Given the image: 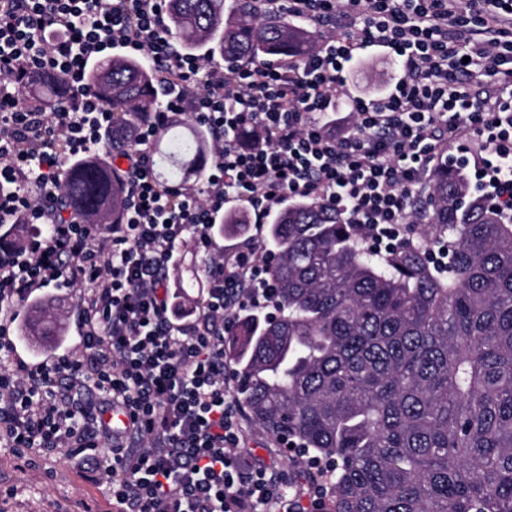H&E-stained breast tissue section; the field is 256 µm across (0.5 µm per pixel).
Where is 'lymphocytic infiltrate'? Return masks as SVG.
Here are the masks:
<instances>
[{
	"instance_id": "obj_1",
	"label": "lymphocytic infiltrate",
	"mask_w": 512,
	"mask_h": 512,
	"mask_svg": "<svg viewBox=\"0 0 512 512\" xmlns=\"http://www.w3.org/2000/svg\"><path fill=\"white\" fill-rule=\"evenodd\" d=\"M256 2L317 27L303 61L228 68L179 52L165 0H0V224L36 229L0 251V444L30 467L62 455L105 472L112 512H312L319 501V488L298 497L277 461L256 458L230 394L224 333L240 306L273 305L276 289L254 236L218 245L228 204L249 206L257 232L285 198L323 201L392 248L412 234L411 203L453 134L477 138L466 174L512 220V0ZM370 49L402 77L337 111V88ZM113 53L150 60L168 87L132 128L88 80ZM42 72L70 90L49 113L20 94ZM188 112L215 150L199 188L161 181L150 150ZM246 126L257 136L237 137ZM97 144L122 164L119 224L59 205L63 158ZM188 236L208 259V288L197 320L181 323L167 276ZM77 282L79 349L17 358L19 304ZM115 408L128 426L105 421Z\"/></svg>"
}]
</instances>
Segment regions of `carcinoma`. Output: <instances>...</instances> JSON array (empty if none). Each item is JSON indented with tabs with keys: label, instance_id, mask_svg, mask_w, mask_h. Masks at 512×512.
Instances as JSON below:
<instances>
[{
	"label": "carcinoma",
	"instance_id": "obj_1",
	"mask_svg": "<svg viewBox=\"0 0 512 512\" xmlns=\"http://www.w3.org/2000/svg\"><path fill=\"white\" fill-rule=\"evenodd\" d=\"M177 48L212 58H304L313 41L252 0H170ZM89 82L125 125L167 93L139 60L97 63ZM47 108L61 80L24 89ZM159 177L204 178L208 132L186 117L152 145ZM93 157L67 161L61 200L96 224L115 223L123 192ZM432 212L420 235L448 245L446 274L430 249L406 242L377 253L336 207L286 204L266 226L277 316L238 313L224 337L236 396L254 424L323 457L326 512H512V222L501 221L462 174L435 170ZM247 211L224 215L243 233ZM56 316L35 301L28 327Z\"/></svg>",
	"mask_w": 512,
	"mask_h": 512
}]
</instances>
